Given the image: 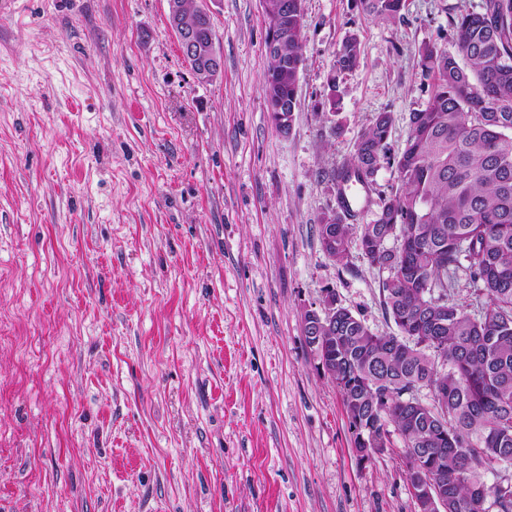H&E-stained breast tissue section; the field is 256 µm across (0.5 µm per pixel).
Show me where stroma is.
I'll return each instance as SVG.
<instances>
[{
    "label": "stroma",
    "instance_id": "stroma-1",
    "mask_svg": "<svg viewBox=\"0 0 512 512\" xmlns=\"http://www.w3.org/2000/svg\"><path fill=\"white\" fill-rule=\"evenodd\" d=\"M198 82L167 0L0 12V512H417L400 446L361 463L302 313L331 290L373 331L389 272L318 238L373 113L428 98L418 49L483 0H303L288 134L261 83V0H203ZM359 67L329 82L343 38ZM168 20L171 28L180 38L185 57L196 59L192 69L197 80L208 83L222 71L223 61L214 45L212 49L201 53L197 48L196 28H187L181 22V0H168ZM367 16L383 21L400 19L405 8L404 0H357Z\"/></svg>",
    "mask_w": 512,
    "mask_h": 512
}]
</instances>
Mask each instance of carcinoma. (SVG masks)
Masks as SVG:
<instances>
[{"label":"carcinoma","mask_w":512,"mask_h":512,"mask_svg":"<svg viewBox=\"0 0 512 512\" xmlns=\"http://www.w3.org/2000/svg\"><path fill=\"white\" fill-rule=\"evenodd\" d=\"M298 0H267V32L279 53L266 57L262 91L277 130L278 107L293 122L304 62L305 24ZM367 16L401 17L405 0H357ZM456 52L436 43L418 51L428 99L410 113L404 148L390 153V112H377L359 131L352 158L334 171L372 185L385 164L399 188L379 195L376 218L360 224L362 255L389 270L382 305L400 335L374 333L349 309H336L324 337L326 363L355 437L359 461L391 444L394 426L418 512H512V488L484 476L512 462V0H485L481 11L450 17ZM357 35L337 52L335 74L355 69ZM352 225L338 214L322 219V250L349 262ZM394 246H388L389 242ZM476 285V313L452 298L458 271ZM437 387L433 403L415 398ZM415 457L420 466L411 465ZM441 496L428 499L423 487Z\"/></svg>","instance_id":"obj_1"}]
</instances>
